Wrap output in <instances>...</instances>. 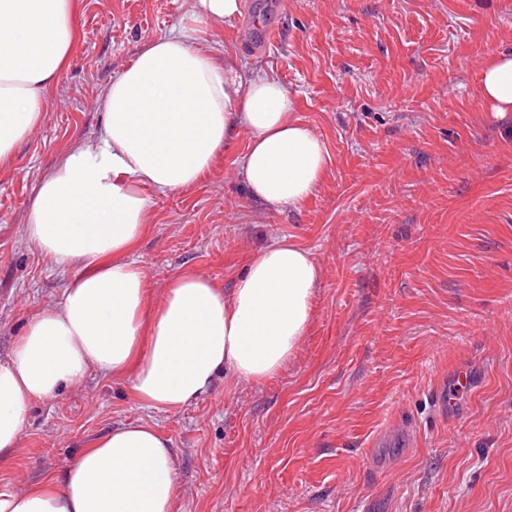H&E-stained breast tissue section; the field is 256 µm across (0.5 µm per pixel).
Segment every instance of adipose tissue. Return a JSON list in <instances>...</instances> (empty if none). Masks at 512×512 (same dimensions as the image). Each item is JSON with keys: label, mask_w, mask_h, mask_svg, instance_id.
<instances>
[{"label": "adipose tissue", "mask_w": 512, "mask_h": 512, "mask_svg": "<svg viewBox=\"0 0 512 512\" xmlns=\"http://www.w3.org/2000/svg\"><path fill=\"white\" fill-rule=\"evenodd\" d=\"M77 0H0V163L43 120L45 96L73 47ZM240 0H195L190 21L147 43L107 87L93 145L66 151L37 186L25 236L59 266L77 268L57 306L32 317L0 362V464L17 451L30 405L90 372L128 382L152 410L175 412L212 392L219 376L278 375L308 335L320 272L294 242L268 245L230 289L188 270L150 290L132 258L152 195L196 186L240 135L249 197L278 211L319 188L324 140L295 119L288 88L241 75L204 28L236 17ZM482 100L512 114V53L480 74ZM178 461L156 425L112 426L58 477L0 485V512H172Z\"/></svg>", "instance_id": "obj_1"}]
</instances>
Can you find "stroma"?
I'll use <instances>...</instances> for the list:
<instances>
[{
	"instance_id": "35a3bbf8",
	"label": "stroma",
	"mask_w": 512,
	"mask_h": 512,
	"mask_svg": "<svg viewBox=\"0 0 512 512\" xmlns=\"http://www.w3.org/2000/svg\"><path fill=\"white\" fill-rule=\"evenodd\" d=\"M193 8L81 0L44 120L0 167V362L76 274L25 238L35 187ZM206 37L288 87L328 172L298 209L264 210L239 137L195 188L153 196L136 259L155 290L186 270L227 289L258 249L295 241L320 268L310 333L276 377L176 412L89 374L32 403L0 484L43 482L112 425L145 422L178 457L174 512H512V116L479 92L487 58L512 51V0H241ZM462 365L474 382L455 396Z\"/></svg>"
}]
</instances>
